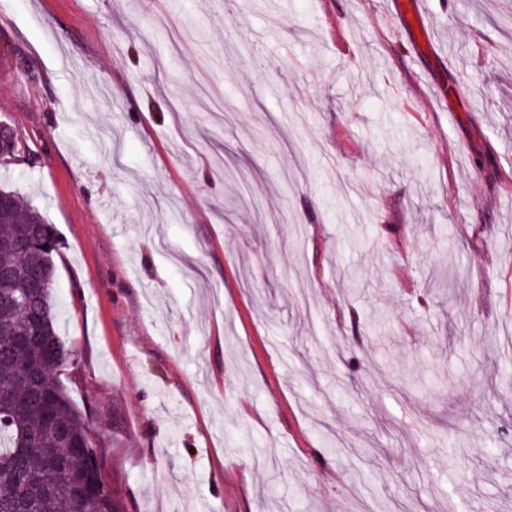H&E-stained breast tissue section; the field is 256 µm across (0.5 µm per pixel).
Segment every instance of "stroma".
<instances>
[{"label": "stroma", "instance_id": "stroma-1", "mask_svg": "<svg viewBox=\"0 0 512 512\" xmlns=\"http://www.w3.org/2000/svg\"><path fill=\"white\" fill-rule=\"evenodd\" d=\"M397 2L0 0L121 512H512V0Z\"/></svg>", "mask_w": 512, "mask_h": 512}]
</instances>
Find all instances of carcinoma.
<instances>
[{
	"label": "carcinoma",
	"mask_w": 512,
	"mask_h": 512,
	"mask_svg": "<svg viewBox=\"0 0 512 512\" xmlns=\"http://www.w3.org/2000/svg\"><path fill=\"white\" fill-rule=\"evenodd\" d=\"M0 194L13 202L0 217V318L11 332L0 335L10 347L0 353V512H120L101 476L106 448L57 379L74 361L56 331L58 234L14 190ZM24 233L37 242L25 252ZM37 266L48 275L29 288Z\"/></svg>",
	"instance_id": "carcinoma-1"
}]
</instances>
